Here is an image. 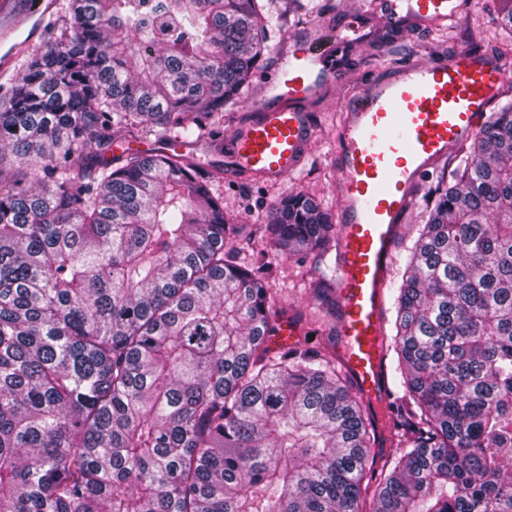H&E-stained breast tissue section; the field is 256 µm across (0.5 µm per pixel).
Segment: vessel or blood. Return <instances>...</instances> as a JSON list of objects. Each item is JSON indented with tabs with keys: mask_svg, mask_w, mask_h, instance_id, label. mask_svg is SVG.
I'll return each instance as SVG.
<instances>
[{
	"mask_svg": "<svg viewBox=\"0 0 512 512\" xmlns=\"http://www.w3.org/2000/svg\"><path fill=\"white\" fill-rule=\"evenodd\" d=\"M408 15L440 24L453 0H387L385 20ZM52 0H0V73L32 47ZM512 61L466 50L409 63L393 74L344 95L345 123L336 146L337 319L339 355L361 395L383 404L389 385L385 359L386 295L395 242L414 191L425 172L468 141L500 94ZM328 48L307 40L282 56L264 76L263 92L248 118L224 139L236 171L280 181L302 163L313 137L308 102L334 83ZM303 331L291 318L269 337L277 350L293 346Z\"/></svg>",
	"mask_w": 512,
	"mask_h": 512,
	"instance_id": "b4317fda",
	"label": "vessel or blood"
}]
</instances>
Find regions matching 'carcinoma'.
Returning <instances> with one entry per match:
<instances>
[{"label": "carcinoma", "mask_w": 512, "mask_h": 512, "mask_svg": "<svg viewBox=\"0 0 512 512\" xmlns=\"http://www.w3.org/2000/svg\"><path fill=\"white\" fill-rule=\"evenodd\" d=\"M293 2L71 0L0 95V512H512V83L406 248L379 469L336 352L265 344L285 305L206 164L114 153L222 152ZM256 233L298 255L336 225L288 192ZM120 150H122V152H136L143 155H150L156 153L159 150H163L164 152L169 154L173 152L182 154L186 152L187 148L181 143H173L169 140L153 142L129 141L124 143Z\"/></svg>", "instance_id": "obj_1"}]
</instances>
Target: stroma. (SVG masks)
<instances>
[{
  "instance_id": "35a3bbf8",
  "label": "stroma",
  "mask_w": 512,
  "mask_h": 512,
  "mask_svg": "<svg viewBox=\"0 0 512 512\" xmlns=\"http://www.w3.org/2000/svg\"><path fill=\"white\" fill-rule=\"evenodd\" d=\"M455 4L457 27L448 32L429 29L409 16L384 25L379 0H336L335 9L293 22L270 41L265 62L269 68L275 66L284 49L297 48L324 33H335L337 81L326 86L307 107L315 135L308 159L297 172L288 179L270 182L226 170L216 187L224 195V211L235 226L227 245L234 260L248 266L256 255H264L273 272L271 286L286 301L289 316L319 315L320 321L310 328L304 348L316 349L330 341L336 298L331 293L314 294L310 288L316 269L327 259L316 252L291 256L267 249L254 229L266 223L282 193L291 188L314 198L328 213H336L338 176L332 153L345 118L338 105L344 92L362 88L403 65L423 59L430 50L447 54L467 49L512 59V31L499 28L497 20L503 0H455ZM439 175L435 169L424 176L397 238L396 255H404L406 246L412 244L417 227L425 218V200L431 196Z\"/></svg>"
}]
</instances>
